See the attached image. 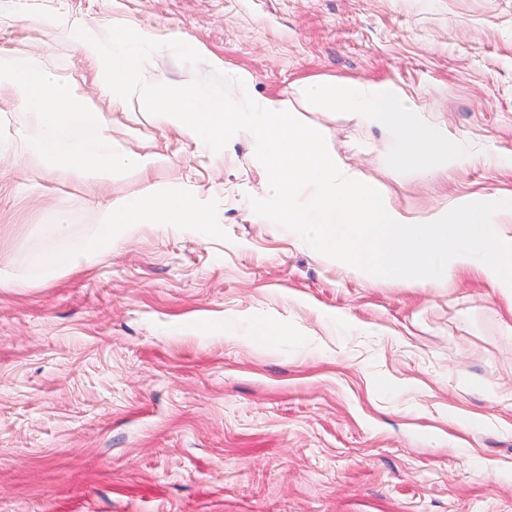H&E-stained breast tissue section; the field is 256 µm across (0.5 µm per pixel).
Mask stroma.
I'll return each mask as SVG.
<instances>
[{
  "label": "stroma",
  "instance_id": "35a3bbf8",
  "mask_svg": "<svg viewBox=\"0 0 512 512\" xmlns=\"http://www.w3.org/2000/svg\"><path fill=\"white\" fill-rule=\"evenodd\" d=\"M116 24L159 41L146 66L169 83L250 75L407 215L512 194V0H0V51L73 76L113 141L157 158L93 193L24 146L0 156V270L50 249V212L82 237L146 190L188 192L218 227L204 242L145 224L41 284L0 287V512H512L505 300L473 273L356 278L253 223L264 172L246 139L209 152L104 86L73 31ZM310 79L390 83L476 159L400 169L386 131L307 104ZM228 319L286 334L228 341Z\"/></svg>",
  "mask_w": 512,
  "mask_h": 512
}]
</instances>
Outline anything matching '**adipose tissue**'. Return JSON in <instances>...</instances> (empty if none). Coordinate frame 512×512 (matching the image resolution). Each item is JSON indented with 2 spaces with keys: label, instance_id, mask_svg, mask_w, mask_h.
<instances>
[{
  "label": "adipose tissue",
  "instance_id": "ef3b65f1",
  "mask_svg": "<svg viewBox=\"0 0 512 512\" xmlns=\"http://www.w3.org/2000/svg\"><path fill=\"white\" fill-rule=\"evenodd\" d=\"M2 84L19 101L21 141L58 177L102 183L111 181L116 170L145 172L154 165L153 156L130 154L114 143L77 81L52 73L44 60L0 51ZM302 94L322 111H343L363 125L387 130L390 152L401 166L418 165L434 173L466 159L460 145L449 143L441 124L425 117L411 97L390 84L315 79L303 85ZM144 224H182L203 239L213 230L206 211L182 191H148L116 201L102 212L96 232L81 238L71 234L66 214L56 212L41 226L51 249L31 257L17 282H45L58 268L97 254Z\"/></svg>",
  "mask_w": 512,
  "mask_h": 512
}]
</instances>
